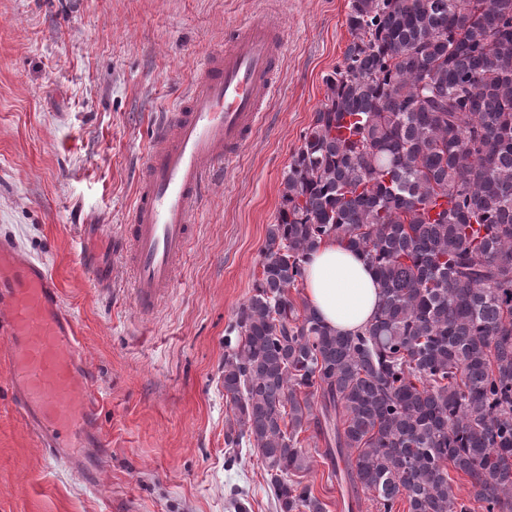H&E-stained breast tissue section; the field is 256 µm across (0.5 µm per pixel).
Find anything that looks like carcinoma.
<instances>
[{"mask_svg": "<svg viewBox=\"0 0 512 512\" xmlns=\"http://www.w3.org/2000/svg\"><path fill=\"white\" fill-rule=\"evenodd\" d=\"M346 26L227 339L224 443L280 512H327L311 428L377 512H512V0H350ZM329 239L382 286L355 335L290 293Z\"/></svg>", "mask_w": 512, "mask_h": 512, "instance_id": "1", "label": "carcinoma"}]
</instances>
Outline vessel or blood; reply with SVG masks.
<instances>
[{
  "label": "vessel or blood",
  "instance_id": "obj_1",
  "mask_svg": "<svg viewBox=\"0 0 512 512\" xmlns=\"http://www.w3.org/2000/svg\"><path fill=\"white\" fill-rule=\"evenodd\" d=\"M282 47L278 25L262 17L241 23L227 48L204 56L187 95L154 124L124 233L141 309H153L171 288L206 186L260 128ZM0 368L50 455L80 470L79 448H105L92 377L59 285L9 238H0Z\"/></svg>",
  "mask_w": 512,
  "mask_h": 512
}]
</instances>
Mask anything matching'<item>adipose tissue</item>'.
<instances>
[{"label": "adipose tissue", "mask_w": 512, "mask_h": 512, "mask_svg": "<svg viewBox=\"0 0 512 512\" xmlns=\"http://www.w3.org/2000/svg\"><path fill=\"white\" fill-rule=\"evenodd\" d=\"M308 305L331 329L354 334L371 323L382 288L362 256L330 239L304 265Z\"/></svg>", "instance_id": "ef3b65f1"}]
</instances>
